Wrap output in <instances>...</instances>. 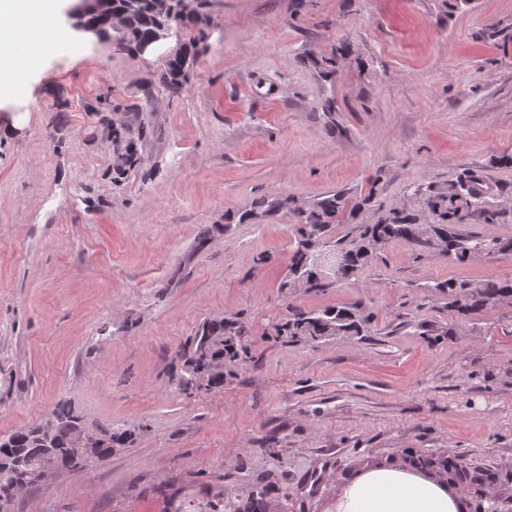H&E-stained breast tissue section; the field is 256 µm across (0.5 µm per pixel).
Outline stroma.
I'll list each match as a JSON object with an SVG mask.
<instances>
[{"label": "stroma", "mask_w": 512, "mask_h": 512, "mask_svg": "<svg viewBox=\"0 0 512 512\" xmlns=\"http://www.w3.org/2000/svg\"><path fill=\"white\" fill-rule=\"evenodd\" d=\"M179 94L164 62L82 36L21 60L0 102V438L66 401L132 433L51 471L8 512H224L273 482L327 512L364 464L408 450L499 476L512 512V301L460 313L442 284L512 281V247L458 261L383 243L355 278L288 288L294 207L340 193L329 241L415 187L474 178L512 240V0H213ZM134 152L126 162L125 149ZM282 200L276 212L260 200ZM355 308L367 333L288 343L292 310ZM245 325L222 387L171 376L205 322Z\"/></svg>", "instance_id": "35a3bbf8"}]
</instances>
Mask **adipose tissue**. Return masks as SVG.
I'll list each match as a JSON object with an SVG mask.
<instances>
[{"label":"adipose tissue","instance_id":"adipose-tissue-1","mask_svg":"<svg viewBox=\"0 0 512 512\" xmlns=\"http://www.w3.org/2000/svg\"><path fill=\"white\" fill-rule=\"evenodd\" d=\"M58 9L59 0H0V43L28 40L26 22L36 18L39 43L50 44L59 35L53 25ZM329 512H470V505L445 474L396 459L361 468L340 487Z\"/></svg>","mask_w":512,"mask_h":512}]
</instances>
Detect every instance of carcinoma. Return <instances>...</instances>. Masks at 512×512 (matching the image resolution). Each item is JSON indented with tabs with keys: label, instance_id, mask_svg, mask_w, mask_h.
<instances>
[{
	"label": "carcinoma",
	"instance_id": "cac0c4a2",
	"mask_svg": "<svg viewBox=\"0 0 512 512\" xmlns=\"http://www.w3.org/2000/svg\"><path fill=\"white\" fill-rule=\"evenodd\" d=\"M165 8L160 10L157 0H142L135 11L125 10L124 0H112L111 11L125 13L122 32L115 35L117 44L133 50L156 32L162 23H168L182 31V37L192 44L205 37L208 25L206 8L209 0H163ZM85 27L95 34L111 36L108 13L91 11L85 17ZM189 56L186 45H181L166 59V88L173 94L181 92L185 68ZM483 192L475 186L473 180H461L448 185V193L431 194L424 197V204L437 216L435 231L438 237L448 243L443 255L463 261L474 255H490L511 242H502L497 238H488L477 234H463L456 226L465 215L478 205ZM344 210L341 197L333 194L315 204L301 218L297 229L298 246L292 257L290 270L303 268V273L313 280L311 289L326 288L329 285L347 280L359 272L369 256L365 253L374 238L385 241L400 238L417 246L420 251L428 252L424 243L409 235L413 219L397 214L378 221L375 224L359 226L358 239L350 245L336 241V250L345 253L348 263L337 271L317 265L308 257L324 251V237L330 226L339 223ZM434 288L448 289L449 304L461 310H475L490 301L512 297V283H438ZM369 317L355 314L348 308L328 307L317 311H297L288 322L282 325L283 334L293 340L317 342L329 336H347L360 333ZM242 326L236 321L206 322L195 336L184 343L179 350L180 371L174 376L177 388L184 393L196 392L202 388L210 390L224 384V371L211 370L212 364L219 362L231 368L241 358L237 347V338ZM57 421V431L49 441L40 433L41 423L20 429L6 438L0 439V507L11 503L13 486L27 474L29 465L37 462L45 450L50 448L58 467L75 470L78 468L76 451L71 447L69 434L72 428L82 426L90 431H99L112 439V445L123 448L129 442L128 430L112 425L86 424L84 417L72 405L61 403L52 411ZM409 462L429 470H437L448 476V480L474 490L477 497L475 512H496L493 505L484 500L485 487L494 483L497 476L489 469L475 466L462 456L449 458L434 453H420L409 458ZM271 485L255 487L243 503L229 501L224 504V512H271Z\"/></svg>",
	"mask_w": 512,
	"mask_h": 512
}]
</instances>
